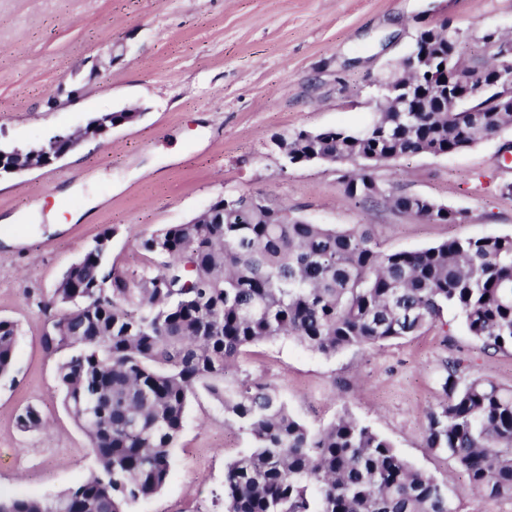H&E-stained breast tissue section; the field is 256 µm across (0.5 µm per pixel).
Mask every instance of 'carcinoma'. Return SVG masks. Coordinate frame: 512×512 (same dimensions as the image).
Returning a JSON list of instances; mask_svg holds the SVG:
<instances>
[{"label":"carcinoma","instance_id":"1","mask_svg":"<svg viewBox=\"0 0 512 512\" xmlns=\"http://www.w3.org/2000/svg\"><path fill=\"white\" fill-rule=\"evenodd\" d=\"M445 27L421 30L416 42L442 62L456 56L478 85L491 63L467 64L463 43L445 37ZM510 96L512 87L491 86L466 99L463 106L484 110L478 125L467 112H381L360 129L300 130L281 146L290 164L351 165L343 193L357 204L464 224L466 211L387 190L373 171L499 135L512 127V112L497 111ZM29 165L25 147L0 158L4 170ZM241 201L224 199L209 222L196 217L139 239L162 262L138 277L106 269L97 248L63 273L41 304L53 311L43 344L64 355V405L89 439L94 468L48 497L0 496V512H128L154 496L168 482L198 389L252 442L225 465L224 512H456L447 483L411 466L369 426L343 415L312 430L275 390L227 371L248 347L281 336L333 356L435 326L450 307L484 349L512 348V236L386 251L363 225L287 219L288 208L266 196L249 208ZM18 335L15 322L0 318V377L12 372ZM438 383L425 447L446 456L476 492L512 496V387L464 374L456 358L445 361ZM45 424L34 407L17 417L24 432Z\"/></svg>","mask_w":512,"mask_h":512}]
</instances>
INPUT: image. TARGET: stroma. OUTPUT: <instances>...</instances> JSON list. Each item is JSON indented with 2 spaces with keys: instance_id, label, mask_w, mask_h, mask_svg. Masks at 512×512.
<instances>
[{
  "instance_id": "stroma-1",
  "label": "stroma",
  "mask_w": 512,
  "mask_h": 512,
  "mask_svg": "<svg viewBox=\"0 0 512 512\" xmlns=\"http://www.w3.org/2000/svg\"><path fill=\"white\" fill-rule=\"evenodd\" d=\"M442 20L481 58L487 28L512 34V0H0L1 147L39 144L103 112L139 113L50 166L0 178V318L19 326L13 370L0 379V494L52 495L91 471L89 441L63 405L62 357L42 342L49 317L40 303L105 229L114 231L109 265L130 275L154 264L139 237L240 194L316 224L370 225L385 250L512 235V197L499 192L512 182L500 152L512 129L464 152L375 170L394 192L467 211L464 224L355 205L343 196L346 165H291L277 145L301 129L368 123L375 78L410 51L420 26ZM62 81L78 97L55 107ZM449 357L512 387V349L484 350L452 308L442 325L331 357L291 337L262 342L240 369L312 429L347 413L386 437L415 468L447 481L457 512H512V496L479 495L424 446ZM29 406L45 429H18ZM248 446L198 392L167 484L131 512H223L224 465Z\"/></svg>"
}]
</instances>
